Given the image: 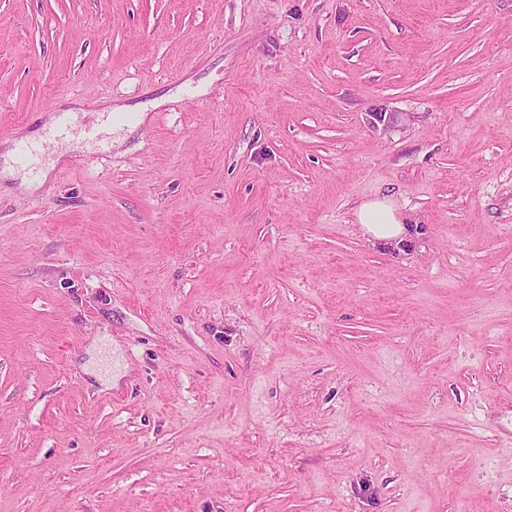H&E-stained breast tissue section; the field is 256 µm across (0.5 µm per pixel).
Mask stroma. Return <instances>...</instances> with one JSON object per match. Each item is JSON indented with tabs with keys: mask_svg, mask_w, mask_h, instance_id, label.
Returning a JSON list of instances; mask_svg holds the SVG:
<instances>
[{
	"mask_svg": "<svg viewBox=\"0 0 512 512\" xmlns=\"http://www.w3.org/2000/svg\"><path fill=\"white\" fill-rule=\"evenodd\" d=\"M161 96L0 180V512H512V0H0V155ZM112 126V112L103 114V119L89 121L83 112H57L56 123L48 130V135L57 140L65 139L76 127L83 128L85 138L103 156L110 150V137L107 128ZM354 217L370 241L400 243L408 233L403 214L388 198L362 202L355 210Z\"/></svg>",
	"mask_w": 512,
	"mask_h": 512,
	"instance_id": "stroma-1",
	"label": "stroma"
}]
</instances>
